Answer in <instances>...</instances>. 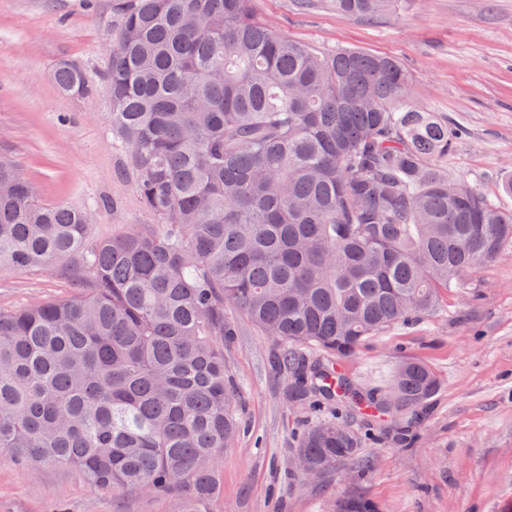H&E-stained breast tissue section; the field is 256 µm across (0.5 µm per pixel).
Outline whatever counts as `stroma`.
Wrapping results in <instances>:
<instances>
[{"mask_svg":"<svg viewBox=\"0 0 512 512\" xmlns=\"http://www.w3.org/2000/svg\"><path fill=\"white\" fill-rule=\"evenodd\" d=\"M117 0H0V150L13 156L42 203L94 209L105 239L153 216L140 203L129 157L106 119L102 74L112 54ZM268 29L329 53L348 47L396 58L410 97L457 128L450 177L512 209V0H397L366 22L331 0H256ZM80 65L87 97L61 94L53 68ZM54 265L0 270V310L71 296ZM224 345V371L240 389L239 431L221 452L214 512H337L367 498L379 512H512V248L443 295L436 312L368 338L332 363L353 387H376L401 363L428 366L440 388L410 444L385 417L351 406L342 415L363 438L360 470L320 478L291 468L303 411L291 408L272 370L275 342L242 318ZM174 497L113 496L72 467H23L0 451V512H178Z\"/></svg>","mask_w":512,"mask_h":512,"instance_id":"stroma-1","label":"stroma"}]
</instances>
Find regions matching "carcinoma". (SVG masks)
I'll use <instances>...</instances> for the list:
<instances>
[{"label": "carcinoma", "instance_id": "carcinoma-1", "mask_svg": "<svg viewBox=\"0 0 512 512\" xmlns=\"http://www.w3.org/2000/svg\"><path fill=\"white\" fill-rule=\"evenodd\" d=\"M396 0H333L372 19ZM107 113L155 218L94 240L89 210L46 205L0 155V267L62 264L77 294L0 311V450L69 465L113 493L211 512L237 431L224 306L278 344L288 405L315 421L296 451L319 473L364 468L337 397L406 436L437 391L425 365L356 391L318 349L430 316L512 247V210L443 162L456 132L409 96L396 59L316 53L261 25L253 0H121ZM66 94L86 73L58 62Z\"/></svg>", "mask_w": 512, "mask_h": 512}]
</instances>
